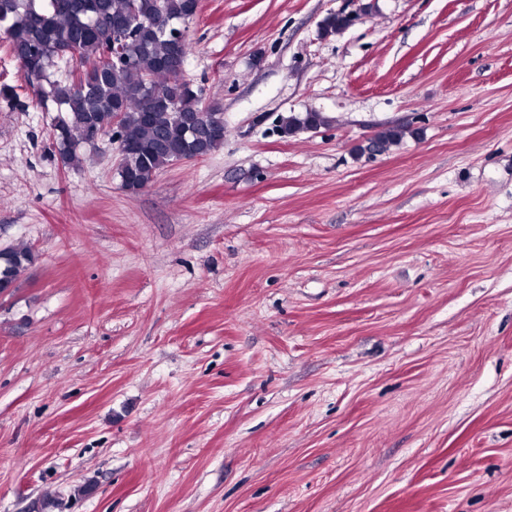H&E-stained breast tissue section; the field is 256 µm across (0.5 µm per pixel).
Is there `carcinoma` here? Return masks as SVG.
<instances>
[{
	"instance_id": "obj_1",
	"label": "carcinoma",
	"mask_w": 512,
	"mask_h": 512,
	"mask_svg": "<svg viewBox=\"0 0 512 512\" xmlns=\"http://www.w3.org/2000/svg\"><path fill=\"white\" fill-rule=\"evenodd\" d=\"M195 8V0H0V29L8 36L10 54L17 62L37 65L49 86V98L58 106L55 126L62 134L53 145L65 165L82 162L81 148L88 144L91 130L102 125L105 102L123 112L116 129L105 130L130 146L122 158L121 178L144 183L179 159L209 154L204 142L184 137L183 129L190 122L206 128L210 113L202 111L200 97L182 90L169 72L179 50L190 51V42L181 46L174 35L154 24L160 14L188 24L195 18ZM133 10L136 22L123 43V59L104 61L109 42L90 29L89 20L97 15L125 18ZM345 29L346 19L340 13L327 15L321 24L326 37ZM65 38L76 42L78 70L91 68L83 89L53 78ZM332 123L323 112H291L279 117L278 132L293 137ZM406 132L402 126H383L368 149L386 151ZM34 260L32 248L15 246L5 251L0 270H8L16 279Z\"/></svg>"
}]
</instances>
